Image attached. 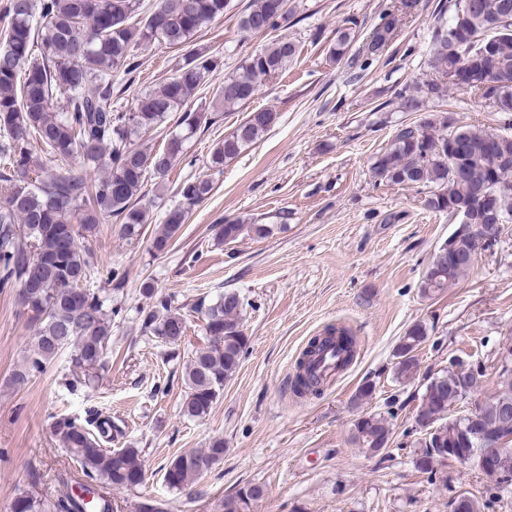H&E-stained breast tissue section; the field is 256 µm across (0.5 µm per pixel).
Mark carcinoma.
<instances>
[{"label": "carcinoma", "mask_w": 512, "mask_h": 512, "mask_svg": "<svg viewBox=\"0 0 512 512\" xmlns=\"http://www.w3.org/2000/svg\"><path fill=\"white\" fill-rule=\"evenodd\" d=\"M416 0H400L396 11L384 12L359 52L366 59L383 55L395 36V13L407 15ZM227 0H158L154 9L142 0H8L5 30L0 41V288L21 285L19 296L35 331L34 344L13 374L23 384L42 372L60 353L69 352L73 379L69 385H88L112 346V296L88 286L95 268L93 253L83 240L108 219L119 224L127 242L150 223L149 210L138 206L145 182L163 183L183 159L181 135L168 138L154 153L135 146L140 134L156 129L172 112L193 134L205 119L190 109L196 92L209 81L219 62L207 48L194 43L208 22L224 15ZM288 0H251L240 28L253 35L268 34L288 20ZM342 29L329 57L341 61L351 52L352 26ZM157 43L182 52V63L163 84L143 95L137 108H112V77L138 68L135 51ZM298 54L291 40L275 38L241 61L224 77L215 101L229 111L246 104L258 89L288 68ZM431 78L395 92L402 112H421L427 101H443L448 89L464 86L475 97L512 119V0H448L437 5L429 59ZM64 103L53 107L54 92ZM278 114L256 110L213 147L209 165L221 170L259 141L276 124ZM43 149L34 156L28 142ZM78 158L81 170L70 160ZM100 176L92 181L87 173ZM374 178L389 185L425 187V206L447 212L478 191L494 196L502 219L512 222V135L460 125L446 112H432L418 124L400 126L372 164ZM205 178L183 181L179 203L166 210L155 229L152 249L166 253L193 207L211 192ZM270 233L267 224L227 219L218 228L217 244H230L245 233ZM475 244L463 241L435 254L421 282L430 298L456 283L472 261H451L448 251L466 254ZM153 301L144 331L164 345H176L186 335L187 317L172 306L171 297L158 295L143 284ZM235 292L214 301L199 299L192 311L203 322L208 342L188 355L183 380L188 388L182 415L208 416L239 368L247 346ZM425 324L412 325L394 349L395 378L414 380L420 371L414 351L425 342ZM344 354L347 367L355 355V338L345 328H329L314 336L295 361L291 389L296 395H317L325 385L316 371V357L329 348ZM448 369L426 377L415 421L436 427L432 440L421 448H453L448 442V410L461 401ZM512 400V377L499 378L498 390L478 404L483 418L496 415L503 401ZM355 441L370 453L383 446L392 426L380 414L360 416L354 423ZM52 432L59 446L80 465L87 484L82 492L91 500L68 492L57 498L18 494L12 512H113L112 501L98 491L134 490L145 480L137 448H108L120 433L109 418L92 431L74 418L58 417ZM224 458V439L215 437L206 448L184 451L165 466L163 481L182 491ZM264 496L259 484H247L222 501V512H251Z\"/></svg>", "instance_id": "obj_1"}]
</instances>
